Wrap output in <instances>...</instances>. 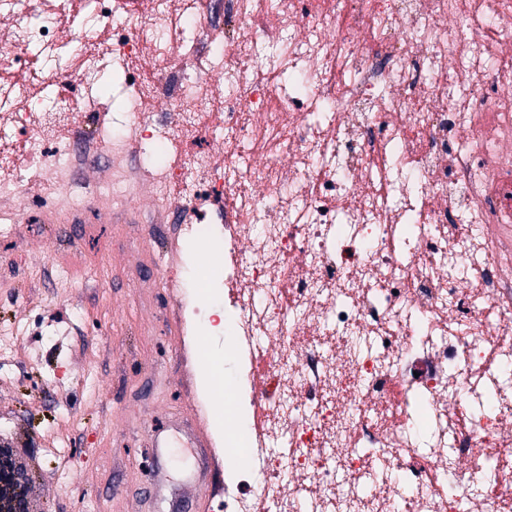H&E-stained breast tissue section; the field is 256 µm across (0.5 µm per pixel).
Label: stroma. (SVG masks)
<instances>
[{"label":"stroma","mask_w":512,"mask_h":512,"mask_svg":"<svg viewBox=\"0 0 512 512\" xmlns=\"http://www.w3.org/2000/svg\"><path fill=\"white\" fill-rule=\"evenodd\" d=\"M95 199L96 237L49 223L63 190L45 185L24 208L38 255L0 244V330L19 326L16 369L0 356V440L23 449L33 512H195L224 499L231 424L219 420L211 374L197 358L202 326L170 334L177 303L203 302L188 285L201 246H182L170 272L162 233L135 188Z\"/></svg>","instance_id":"1"}]
</instances>
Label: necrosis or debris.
<instances>
[{"mask_svg":"<svg viewBox=\"0 0 512 512\" xmlns=\"http://www.w3.org/2000/svg\"><path fill=\"white\" fill-rule=\"evenodd\" d=\"M0 0V210L46 166L151 151L177 239L223 241L240 350L226 512L512 505V0ZM97 27L129 61L119 119ZM72 44L46 108L29 47ZM150 55L163 90L135 61ZM86 93L67 96L71 80Z\"/></svg>","mask_w":512,"mask_h":512,"instance_id":"4bbe7bcc","label":"necrosis or debris"}]
</instances>
